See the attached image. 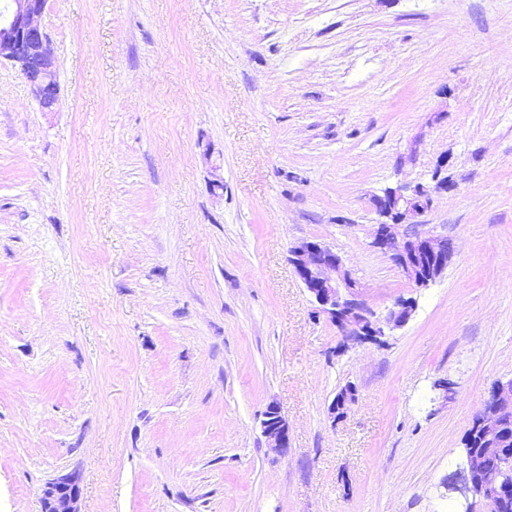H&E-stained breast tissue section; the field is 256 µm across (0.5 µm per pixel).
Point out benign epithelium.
Here are the masks:
<instances>
[{
    "mask_svg": "<svg viewBox=\"0 0 512 512\" xmlns=\"http://www.w3.org/2000/svg\"><path fill=\"white\" fill-rule=\"evenodd\" d=\"M48 0H10L0 14V62L17 67L32 88L38 105L52 112L59 104L56 59L49 38L40 23ZM448 157L438 162L432 176L434 185L413 188L399 185L386 188L374 205L383 221L376 225L372 246L388 257L409 280L419 287L435 282L448 267L454 253L452 240L442 235L414 230L417 218L432 204V195L449 192L455 185L443 175ZM408 225L402 231L400 227ZM289 261L304 288L320 310L340 328L348 339L383 342L388 333L408 323L417 302L399 298L381 315L359 299L358 283L346 268L342 257L320 241H303L290 249ZM356 387L341 388L328 407L330 418L347 417L355 403ZM512 416V378L498 380L491 388L487 403L479 414L478 427L484 437L494 439L503 422ZM266 447L277 456L288 452L289 428L281 406L272 402L260 422ZM466 478L464 492L471 495L464 512H499V505L512 492V467L487 469L482 458L465 449ZM78 475L67 473L47 482L42 489L41 512H81Z\"/></svg>",
    "mask_w": 512,
    "mask_h": 512,
    "instance_id": "1",
    "label": "benign epithelium"
}]
</instances>
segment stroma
<instances>
[{
	"label": "stroma",
	"instance_id": "obj_1",
	"mask_svg": "<svg viewBox=\"0 0 512 512\" xmlns=\"http://www.w3.org/2000/svg\"><path fill=\"white\" fill-rule=\"evenodd\" d=\"M41 24L55 111L0 64V512L70 472L82 512H460L462 438L512 378V0H49ZM443 157L420 222L454 254L420 288L372 198ZM305 240L410 321L347 340ZM356 387L354 385H346L341 388L338 394L334 397L328 407L330 418L336 422L347 417L348 412L351 411L355 403ZM260 428L269 451L280 457L285 456L289 446V428L278 403L272 402L267 406Z\"/></svg>",
	"mask_w": 512,
	"mask_h": 512
}]
</instances>
